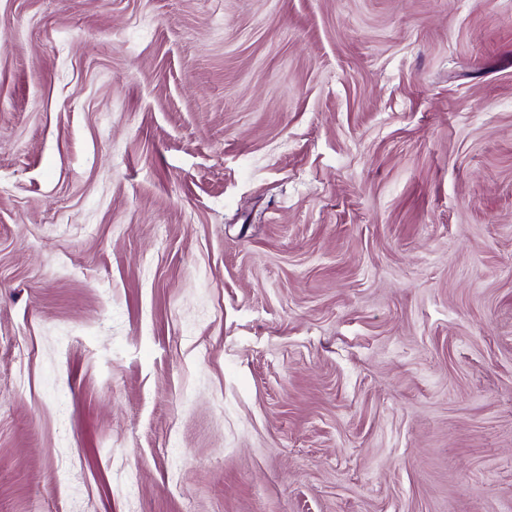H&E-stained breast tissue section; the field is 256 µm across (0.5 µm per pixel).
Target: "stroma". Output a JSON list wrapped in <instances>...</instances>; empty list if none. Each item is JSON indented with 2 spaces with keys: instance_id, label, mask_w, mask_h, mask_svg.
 I'll return each mask as SVG.
<instances>
[{
  "instance_id": "stroma-1",
  "label": "stroma",
  "mask_w": 512,
  "mask_h": 512,
  "mask_svg": "<svg viewBox=\"0 0 512 512\" xmlns=\"http://www.w3.org/2000/svg\"><path fill=\"white\" fill-rule=\"evenodd\" d=\"M0 512H512V0H0Z\"/></svg>"
}]
</instances>
